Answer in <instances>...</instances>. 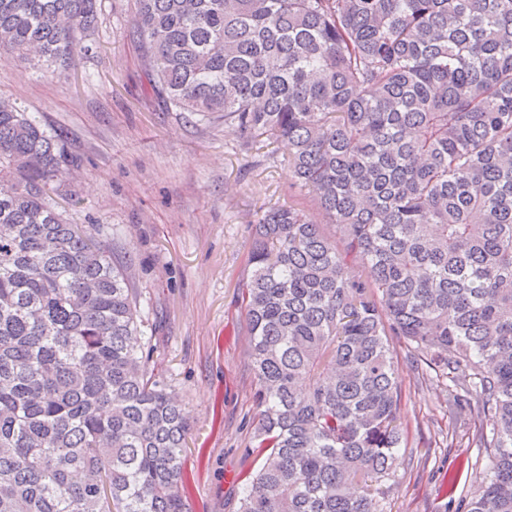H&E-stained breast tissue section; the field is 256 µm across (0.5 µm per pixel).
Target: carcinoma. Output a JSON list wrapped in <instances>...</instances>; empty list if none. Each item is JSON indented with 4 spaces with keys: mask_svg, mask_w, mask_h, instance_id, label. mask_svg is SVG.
<instances>
[{
    "mask_svg": "<svg viewBox=\"0 0 512 512\" xmlns=\"http://www.w3.org/2000/svg\"><path fill=\"white\" fill-rule=\"evenodd\" d=\"M100 0H0V49L66 71ZM143 75L286 161L241 304L260 418L237 512H384L398 336L492 449L466 512H512V0H132ZM75 160L0 103V512H186L190 428L97 224L51 198ZM355 259L366 274L353 277ZM479 397L471 404L472 395Z\"/></svg>",
    "mask_w": 512,
    "mask_h": 512,
    "instance_id": "cac0c4a2",
    "label": "carcinoma"
}]
</instances>
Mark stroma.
I'll return each mask as SVG.
<instances>
[{"label": "stroma", "mask_w": 512, "mask_h": 512, "mask_svg": "<svg viewBox=\"0 0 512 512\" xmlns=\"http://www.w3.org/2000/svg\"><path fill=\"white\" fill-rule=\"evenodd\" d=\"M131 24L130 0H102L91 47L69 75L2 59L0 100L34 113L78 157L57 199L68 221L117 230L106 250L130 265L152 327L151 364L190 418L189 512H237L260 413L241 305L252 223L273 205L320 214L295 185L286 147L246 151L223 119L158 105L144 89ZM393 348L408 437L381 484L385 512H447L486 481L487 451L472 424L450 416L447 380L414 371L403 341ZM450 471L457 482L447 496L440 485Z\"/></svg>", "instance_id": "obj_1"}]
</instances>
